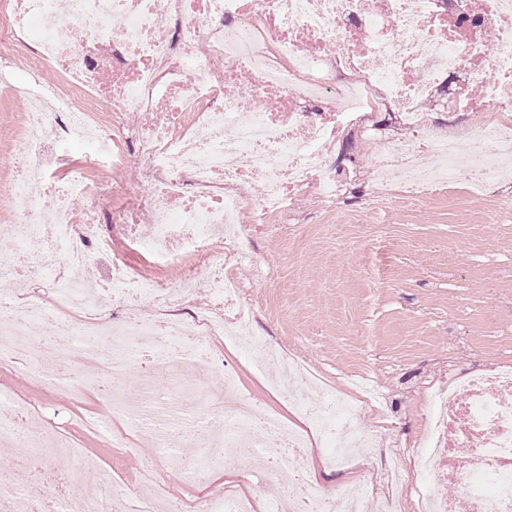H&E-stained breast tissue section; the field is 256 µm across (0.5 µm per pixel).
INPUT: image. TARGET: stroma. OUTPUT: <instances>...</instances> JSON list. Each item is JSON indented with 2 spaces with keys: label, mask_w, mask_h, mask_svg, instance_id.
<instances>
[{
  "label": "stroma",
  "mask_w": 512,
  "mask_h": 512,
  "mask_svg": "<svg viewBox=\"0 0 512 512\" xmlns=\"http://www.w3.org/2000/svg\"><path fill=\"white\" fill-rule=\"evenodd\" d=\"M459 76L441 78L438 90L419 109L439 130L460 128L463 119L448 111L445 100L458 90ZM22 106L12 87L0 85V182L10 180L7 159L24 138L18 122ZM329 157L345 154L342 195L328 206L309 196L293 202V219L285 224H247L246 241L254 263L239 277L256 307L248 329L269 343L310 363L330 391L351 390L361 379L377 388L382 411L361 410L359 420L373 439L346 464L325 459V451H308L309 472L319 486L342 495L361 487L366 501L385 497L415 500L442 479L423 465L417 442L426 409L427 387L449 376L490 363H512V180L487 187L476 198L470 189L413 204L401 199L402 187L376 186L377 145L352 129L341 143L327 147ZM124 200L104 197L99 215L112 247L148 280H176L173 264L148 263L130 250L113 212ZM212 363L200 372L205 397L224 394V376L234 372L240 398L258 415L273 414L295 428L309 422L296 406L301 388L284 395L270 384L272 370H258L259 353L216 339ZM0 388L26 410L35 440L48 433L66 435L80 456L51 457L43 475L12 471L0 451V470L12 472L22 489H50L54 471L68 474L74 491L84 489V465L97 462L95 492L120 505L125 487L143 484L146 473L164 483L169 500H187L236 485L244 462L212 453L190 432L169 451L154 452L156 434L139 421L100 416L98 395L62 400L37 375H18L0 366ZM103 417L97 431L84 420Z\"/></svg>",
  "instance_id": "stroma-1"
}]
</instances>
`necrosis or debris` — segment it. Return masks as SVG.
<instances>
[{
    "instance_id": "4bbe7bcc",
    "label": "necrosis or debris",
    "mask_w": 512,
    "mask_h": 512,
    "mask_svg": "<svg viewBox=\"0 0 512 512\" xmlns=\"http://www.w3.org/2000/svg\"><path fill=\"white\" fill-rule=\"evenodd\" d=\"M21 36L34 41L37 57L17 91L28 133L10 160L14 176L0 184V197L19 203L0 237L27 249L30 271L49 288L0 307V361L29 368L30 345L44 331L81 335V344L52 350L70 373L44 377L64 399L91 389L114 412L160 418L151 372L142 373L135 397L111 394L102 382L103 374L120 378L146 356L176 370L173 401L193 390L197 371L212 361L210 342L220 336L239 342L255 316L236 273L254 260L242 245V214L256 224H284L297 197L333 203L345 184L325 147L354 125L375 135L369 119L380 108L396 112L416 137L383 139L375 172L399 177L413 198L512 176V0H68L63 13L56 0H12L0 23V56L13 54ZM216 56L226 60L218 74L210 69ZM47 68L65 75L67 87L45 84ZM340 71L357 72L365 82L337 84ZM454 73L465 91L451 99L452 110L485 115L467 128L481 149L466 155L462 168V138L436 129L417 110L437 78ZM471 88L482 90L481 99L469 98ZM87 93L109 113V124L93 122L80 106ZM320 98L330 99L329 111H313ZM129 112L141 116L132 150L121 145ZM77 138L91 147L90 165H109L122 179L95 183L80 173L62 183L50 179V171L67 166V145ZM255 179L261 194L242 195L240 186ZM104 195L125 197L112 221L144 258L194 257L178 283L142 279L113 250L98 220ZM145 211L154 218L146 237L138 231ZM107 253L109 274L90 289ZM61 264L67 275L58 274ZM197 286L216 304H235L234 321L172 313L108 328L101 319L112 296L161 305ZM247 347L262 364L283 369L273 381L277 389L305 384L299 407L319 441L333 442L338 460L370 447L357 416L377 396L354 399L306 385L298 360L260 337ZM21 411L0 399V445L13 450L14 468L31 470L42 455L23 433ZM206 414L210 422L196 427L198 436L257 465L264 462L261 449H277L269 464L285 481H265L249 494L225 489L193 512H254L256 494L271 512H365L359 488L338 497L308 477L307 442L281 419L256 417L243 401L230 414L211 407ZM427 443L432 463L450 469L458 484L455 497L435 498V512H512V469L498 465L512 459V365L477 368L432 387ZM0 512H112V503L86 492L65 508L52 496L24 504L11 476L0 475Z\"/></svg>"
}]
</instances>
